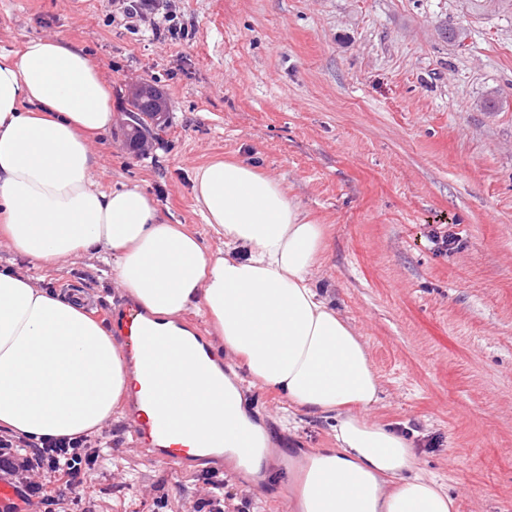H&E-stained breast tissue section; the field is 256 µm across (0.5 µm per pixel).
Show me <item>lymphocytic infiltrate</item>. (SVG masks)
Listing matches in <instances>:
<instances>
[{
	"label": "lymphocytic infiltrate",
	"mask_w": 512,
	"mask_h": 512,
	"mask_svg": "<svg viewBox=\"0 0 512 512\" xmlns=\"http://www.w3.org/2000/svg\"><path fill=\"white\" fill-rule=\"evenodd\" d=\"M126 26L150 27L155 39L176 40L183 34L171 14L160 11L159 0H118ZM106 444L102 437L82 435L35 442L0 432V475L15 487L16 501L0 512H77L81 489L92 477Z\"/></svg>",
	"instance_id": "1"
}]
</instances>
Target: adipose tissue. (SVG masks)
Wrapping results in <instances>:
<instances>
[{
	"label": "adipose tissue",
	"instance_id": "ef3b65f1",
	"mask_svg": "<svg viewBox=\"0 0 512 512\" xmlns=\"http://www.w3.org/2000/svg\"><path fill=\"white\" fill-rule=\"evenodd\" d=\"M111 126L109 89L87 53L57 38L0 52V235L34 264L95 251L111 260L162 337L143 358L182 442L199 448L220 431L245 448L263 434L242 389L188 353L195 340L177 320L194 308L250 383L335 418L337 447L311 457L304 512H454L447 489L418 472L412 441L365 417L379 377L310 278L329 248L324 225L255 166L216 161L193 183L205 222L224 237L223 251L207 253L160 221L141 187L101 188L91 142ZM143 385L105 325L32 277L0 271V429L35 441L86 435Z\"/></svg>",
	"mask_w": 512,
	"mask_h": 512
}]
</instances>
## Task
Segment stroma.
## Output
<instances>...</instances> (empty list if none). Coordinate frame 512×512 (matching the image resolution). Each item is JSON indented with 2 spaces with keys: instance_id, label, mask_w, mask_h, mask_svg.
<instances>
[{
  "instance_id": "obj_1",
  "label": "stroma",
  "mask_w": 512,
  "mask_h": 512,
  "mask_svg": "<svg viewBox=\"0 0 512 512\" xmlns=\"http://www.w3.org/2000/svg\"><path fill=\"white\" fill-rule=\"evenodd\" d=\"M189 30L160 42L130 32L112 0H0V51L37 37L85 50L111 90L112 128L93 144L104 187L136 184L162 221L209 252L193 174L243 160L282 181L329 248L312 281L367 344L380 377L368 421L415 443L421 473L457 512H512V9L473 0H161ZM464 28L463 44L447 26ZM153 84L169 119L147 152L124 121L130 90ZM452 235L436 251L431 235ZM0 269L54 292L88 289L98 321L127 295L86 256L35 267L0 244ZM299 471L336 445V422L246 393ZM112 454L87 493L93 512H193L210 487L231 512H296L274 485L234 472L176 470L130 442L113 416Z\"/></svg>"
}]
</instances>
